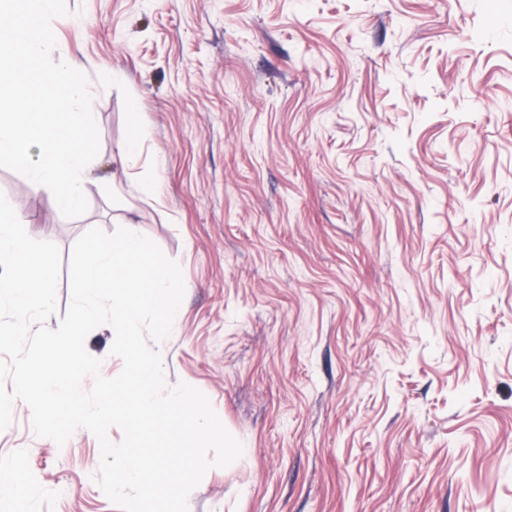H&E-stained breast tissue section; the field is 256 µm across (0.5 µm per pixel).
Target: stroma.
I'll return each mask as SVG.
<instances>
[{
  "label": "stroma",
  "instance_id": "1",
  "mask_svg": "<svg viewBox=\"0 0 512 512\" xmlns=\"http://www.w3.org/2000/svg\"><path fill=\"white\" fill-rule=\"evenodd\" d=\"M66 6L89 208L3 167L0 192L59 248L48 328L89 229L134 223L179 265L165 383L243 445L188 512H512V0ZM0 463L28 484L0 512H122L86 429L60 447L16 407Z\"/></svg>",
  "mask_w": 512,
  "mask_h": 512
}]
</instances>
